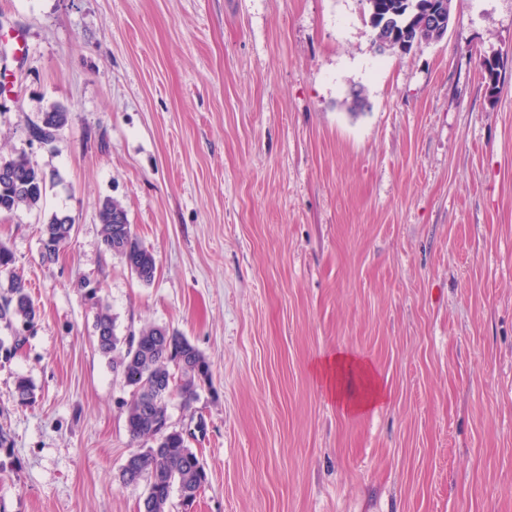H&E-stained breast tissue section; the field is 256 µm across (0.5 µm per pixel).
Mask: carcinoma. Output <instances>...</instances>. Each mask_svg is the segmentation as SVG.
<instances>
[{
    "label": "carcinoma",
    "mask_w": 512,
    "mask_h": 512,
    "mask_svg": "<svg viewBox=\"0 0 512 512\" xmlns=\"http://www.w3.org/2000/svg\"><path fill=\"white\" fill-rule=\"evenodd\" d=\"M381 2L384 18L399 37L413 42L434 39L433 33L415 29L412 22L413 7L429 0ZM68 122L69 111L55 107L29 123L28 135L42 140L51 149ZM1 167L9 169L11 177H0V213L38 207L46 192V173L35 167L23 152L1 156ZM98 216L104 250L120 257L140 281L152 282L156 259L138 240L122 203L104 199L99 204ZM74 228L71 216L54 215L41 231L43 254L50 258L56 256L71 238ZM14 263L12 251L0 243V276L8 282L0 295V322L11 330L10 339H0V352L9 356L26 343L25 331L33 328L38 318V307L22 278L15 275ZM94 328L99 352L119 366L123 384L133 392L132 400L126 404L127 432L132 440L146 445L133 453L132 463L121 470L122 483L132 485L147 479L146 512H169L168 504L175 491L184 508H191L207 484L208 475L183 433L172 427L166 430L164 426L170 422L168 402L173 396H179L188 406L196 399L198 389L210 382L208 361L188 339L163 326H145L119 338L112 313L103 305L98 308ZM34 391L30 379H16L15 395L19 404L32 402ZM147 391L153 393V399L144 402L141 397Z\"/></svg>",
    "instance_id": "obj_1"
}]
</instances>
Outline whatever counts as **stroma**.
Wrapping results in <instances>:
<instances>
[{"label": "stroma", "mask_w": 512, "mask_h": 512, "mask_svg": "<svg viewBox=\"0 0 512 512\" xmlns=\"http://www.w3.org/2000/svg\"><path fill=\"white\" fill-rule=\"evenodd\" d=\"M452 12L402 54L377 51L366 0H0V152L48 176L40 207L0 214L40 307L0 360V512H139L147 493L120 480L132 390L86 280L117 336L164 326L209 362L191 408L169 404L208 482L170 512H512V0ZM55 106L49 150L27 124ZM107 197L152 283L103 249ZM56 213L75 233L50 261ZM340 349L384 405L325 398L311 366Z\"/></svg>", "instance_id": "stroma-1"}]
</instances>
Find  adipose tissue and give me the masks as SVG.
<instances>
[{
	"instance_id": "1",
	"label": "adipose tissue",
	"mask_w": 512,
	"mask_h": 512,
	"mask_svg": "<svg viewBox=\"0 0 512 512\" xmlns=\"http://www.w3.org/2000/svg\"><path fill=\"white\" fill-rule=\"evenodd\" d=\"M312 373L326 397L343 413L363 414L387 400L371 362L348 351L339 350L318 360Z\"/></svg>"
}]
</instances>
